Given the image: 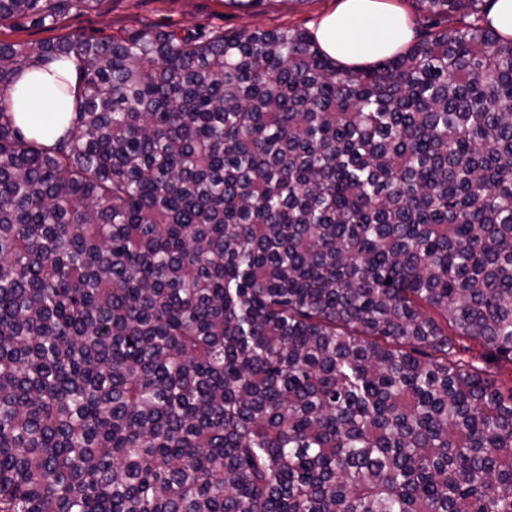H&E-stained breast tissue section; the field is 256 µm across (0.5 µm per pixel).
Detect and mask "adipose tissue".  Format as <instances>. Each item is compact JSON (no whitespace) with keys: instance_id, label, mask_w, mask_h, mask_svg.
<instances>
[{"instance_id":"ef3b65f1","label":"adipose tissue","mask_w":512,"mask_h":512,"mask_svg":"<svg viewBox=\"0 0 512 512\" xmlns=\"http://www.w3.org/2000/svg\"><path fill=\"white\" fill-rule=\"evenodd\" d=\"M315 39L337 62L367 64L402 51L410 41L405 16L384 0H340L319 22ZM78 84L74 63L31 65L10 92L15 120L27 134L62 133L69 124Z\"/></svg>"}]
</instances>
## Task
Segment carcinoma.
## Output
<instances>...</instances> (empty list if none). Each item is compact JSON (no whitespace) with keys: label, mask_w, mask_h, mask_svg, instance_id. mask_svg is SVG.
<instances>
[{"label":"carcinoma","mask_w":512,"mask_h":512,"mask_svg":"<svg viewBox=\"0 0 512 512\" xmlns=\"http://www.w3.org/2000/svg\"><path fill=\"white\" fill-rule=\"evenodd\" d=\"M413 2L435 31L359 67L289 27L0 42V512H512V37ZM61 59L48 146L7 92Z\"/></svg>","instance_id":"cac0c4a2"}]
</instances>
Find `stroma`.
<instances>
[{"instance_id": "obj_1", "label": "stroma", "mask_w": 512, "mask_h": 512, "mask_svg": "<svg viewBox=\"0 0 512 512\" xmlns=\"http://www.w3.org/2000/svg\"><path fill=\"white\" fill-rule=\"evenodd\" d=\"M337 3L338 0H265L258 9L238 11L226 7L224 0H103L98 10L70 14L55 28L27 22L0 26V41L37 43L65 34L100 37L149 24L227 31L292 26L312 32Z\"/></svg>"}]
</instances>
